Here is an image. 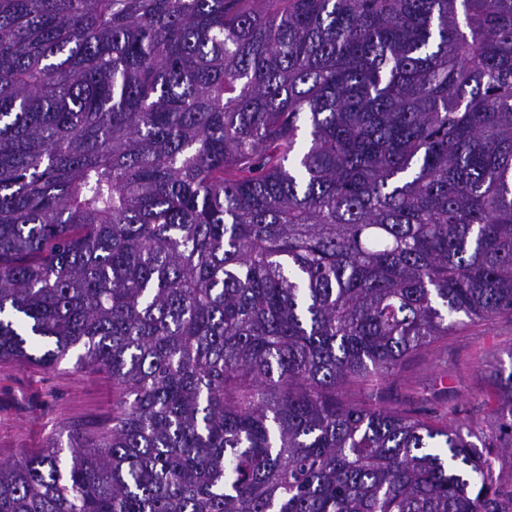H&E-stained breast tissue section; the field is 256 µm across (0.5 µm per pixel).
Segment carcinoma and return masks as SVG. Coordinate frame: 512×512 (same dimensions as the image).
<instances>
[{
  "label": "carcinoma",
  "instance_id": "cac0c4a2",
  "mask_svg": "<svg viewBox=\"0 0 512 512\" xmlns=\"http://www.w3.org/2000/svg\"><path fill=\"white\" fill-rule=\"evenodd\" d=\"M512 316V0H0V361L112 418L0 512H512L481 422L350 388Z\"/></svg>",
  "mask_w": 512,
  "mask_h": 512
}]
</instances>
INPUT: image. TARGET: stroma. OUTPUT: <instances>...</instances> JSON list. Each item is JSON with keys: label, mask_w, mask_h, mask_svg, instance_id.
<instances>
[{"label": "stroma", "mask_w": 512, "mask_h": 512, "mask_svg": "<svg viewBox=\"0 0 512 512\" xmlns=\"http://www.w3.org/2000/svg\"><path fill=\"white\" fill-rule=\"evenodd\" d=\"M70 351L55 368L0 362V462L37 452L72 429H90L112 413V377L77 363ZM512 363V317L463 326L430 352L411 358L400 376L374 387L419 414L453 412L455 420L482 417L493 397L487 371Z\"/></svg>", "instance_id": "1"}]
</instances>
